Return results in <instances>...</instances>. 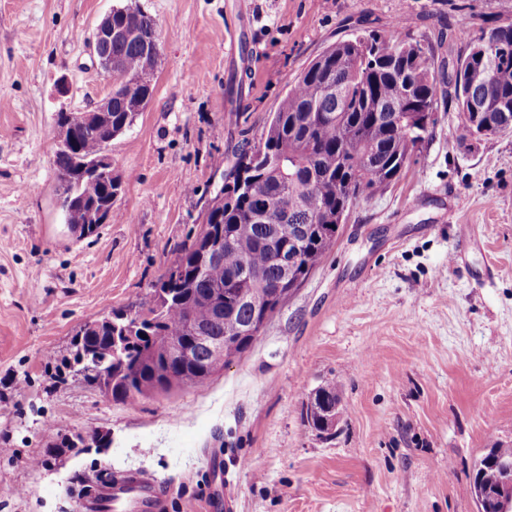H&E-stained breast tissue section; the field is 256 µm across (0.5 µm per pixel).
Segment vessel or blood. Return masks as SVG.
<instances>
[{"label": "vessel or blood", "mask_w": 512, "mask_h": 512, "mask_svg": "<svg viewBox=\"0 0 512 512\" xmlns=\"http://www.w3.org/2000/svg\"><path fill=\"white\" fill-rule=\"evenodd\" d=\"M81 507L83 512H163L165 495L157 479L129 472L112 484H98Z\"/></svg>", "instance_id": "obj_1"}]
</instances>
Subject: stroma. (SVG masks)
I'll return each instance as SVG.
<instances>
[{
	"instance_id": "35a3bbf8",
	"label": "stroma",
	"mask_w": 512,
	"mask_h": 512,
	"mask_svg": "<svg viewBox=\"0 0 512 512\" xmlns=\"http://www.w3.org/2000/svg\"><path fill=\"white\" fill-rule=\"evenodd\" d=\"M461 2L0 0V512H79L86 483L131 470L163 482L167 512H221L227 480L234 512H478L474 466L512 444V132L470 136L455 111L205 385L120 402L58 370L85 324L151 300L317 54L398 18L416 38L512 21V0ZM127 4L159 24L153 93L112 141L111 221L79 239L58 204L57 115L109 92L87 40ZM331 379L339 420L321 434L306 411ZM90 430L103 446L52 445Z\"/></svg>"
}]
</instances>
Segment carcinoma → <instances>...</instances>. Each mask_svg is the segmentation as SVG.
<instances>
[{"label": "carcinoma", "mask_w": 512, "mask_h": 512, "mask_svg": "<svg viewBox=\"0 0 512 512\" xmlns=\"http://www.w3.org/2000/svg\"><path fill=\"white\" fill-rule=\"evenodd\" d=\"M112 28V121L96 134L78 130V149L56 154L58 196L71 227L84 225L89 207L122 192V182L90 170L152 95L145 52L159 38L156 20L125 5L112 9ZM464 31L461 27L450 38L448 64L440 68L433 43L398 25L383 33L360 30L326 47L280 100L260 138L235 155L224 185L207 203L208 223L176 250L172 268L178 279H159L152 303L136 312V340L125 352H114L112 337L123 335L130 324L125 312L114 310L112 330L95 340L83 333L61 365L89 382L97 380L98 370L112 369V399L125 402L169 391L139 359L167 336H195L190 321L243 354L251 339L242 330L261 319V305L282 261L315 269L337 241L322 226L342 223L359 200L386 189L416 162L437 123L439 82L448 84V100L466 127L473 123L470 102L478 98L501 125L483 135L512 131V22L476 40ZM245 267L252 277L240 281L238 272ZM193 353L203 373H174L199 386L212 370L205 369V347L196 345ZM338 401L337 381L319 387L307 410L309 426L327 432L326 408ZM495 480V470L479 460L473 488Z\"/></svg>", "instance_id": "1"}]
</instances>
